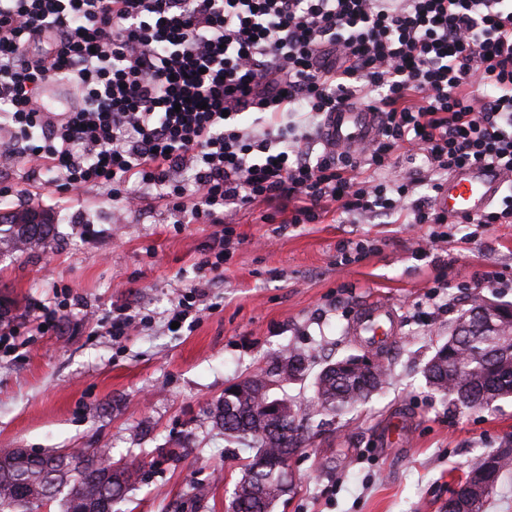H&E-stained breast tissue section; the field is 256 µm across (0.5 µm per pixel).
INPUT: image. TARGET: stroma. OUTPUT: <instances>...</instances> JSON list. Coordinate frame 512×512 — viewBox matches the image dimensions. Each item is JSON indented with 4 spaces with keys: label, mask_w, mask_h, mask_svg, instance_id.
<instances>
[{
    "label": "stroma",
    "mask_w": 512,
    "mask_h": 512,
    "mask_svg": "<svg viewBox=\"0 0 512 512\" xmlns=\"http://www.w3.org/2000/svg\"><path fill=\"white\" fill-rule=\"evenodd\" d=\"M3 187L0 208L47 210L55 228L49 244L0 251V312L59 317L0 351V449H111L143 473L119 512H227L251 452L228 446L210 410L279 351L310 367L285 389L301 409L328 363L370 353L388 376L350 413L304 421L293 488L272 512H448L458 476L512 440V399L468 409L422 375L463 310L512 305V224L449 225L452 242L423 255L420 226L335 211L279 228L257 204L234 212L223 276L196 301L194 322L174 329L169 311L199 282L217 225L174 223L150 196L115 224L94 193L31 180L21 160L0 155ZM359 240L373 251L337 265L340 244ZM376 301L399 327L372 346L348 325ZM123 313L140 325L117 338L112 318Z\"/></svg>",
    "instance_id": "stroma-1"
}]
</instances>
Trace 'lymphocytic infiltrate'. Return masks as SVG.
<instances>
[{
  "label": "lymphocytic infiltrate",
  "mask_w": 512,
  "mask_h": 512,
  "mask_svg": "<svg viewBox=\"0 0 512 512\" xmlns=\"http://www.w3.org/2000/svg\"><path fill=\"white\" fill-rule=\"evenodd\" d=\"M60 83L79 99L56 113ZM344 104L379 112L375 138L312 155ZM254 111L288 120L259 132ZM0 129L31 177L96 193L117 224L152 190L181 224L335 206L430 225L431 248L440 175L512 173V0H0ZM402 150L429 175L383 178Z\"/></svg>",
  "instance_id": "obj_1"
}]
</instances>
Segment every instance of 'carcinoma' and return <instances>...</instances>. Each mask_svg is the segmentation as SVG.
Wrapping results in <instances>:
<instances>
[{
  "label": "carcinoma",
  "mask_w": 512,
  "mask_h": 512,
  "mask_svg": "<svg viewBox=\"0 0 512 512\" xmlns=\"http://www.w3.org/2000/svg\"><path fill=\"white\" fill-rule=\"evenodd\" d=\"M30 209H14L0 224L10 227L9 245L20 249L32 243L48 242L54 230V217L44 212L43 224H26ZM512 325L500 332L476 328L466 332L456 350L461 358L453 368L441 364L424 370L426 386L440 394L450 395L465 407H473L490 398L512 396ZM305 358L297 353L280 354L272 360L265 373L275 378L269 385L263 374H252L241 380L242 389L218 401L211 411L213 423L224 430V441L249 448L254 452L242 478L237 482L229 509L232 512H271L274 503L288 490L291 475L280 468L261 467L267 460L294 454L302 445L301 425L286 416L273 423L260 412L264 403H293L290 397H274L271 390L303 379ZM385 374L378 375L375 385L367 386L360 375L336 373L326 365L314 382L313 410L317 413L342 416L365 401ZM108 448H73L68 455L33 453L17 457L6 469H0V512H35L40 506L58 501L63 512H83V507L98 506L99 497L107 500V512H115L130 486L141 481L138 467L112 462V469L101 467V460L110 457ZM471 486L459 493L462 512H485L489 500L479 501L476 488L486 484L485 458L469 471Z\"/></svg>",
  "instance_id": "carcinoma-1"
}]
</instances>
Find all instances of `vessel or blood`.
I'll list each match as a JSON object with an SVG mask.
<instances>
[{
	"instance_id": "obj_1",
	"label": "vessel or blood",
	"mask_w": 512,
	"mask_h": 512,
	"mask_svg": "<svg viewBox=\"0 0 512 512\" xmlns=\"http://www.w3.org/2000/svg\"><path fill=\"white\" fill-rule=\"evenodd\" d=\"M379 115L364 106L349 105L327 114L322 122L321 135L329 149L336 153L355 152L373 138L378 130ZM507 175L489 166H466L451 172L435 199L436 207L451 217L483 215L499 195ZM356 335L375 343L378 337L393 333L392 312L386 304L375 302L357 316Z\"/></svg>"
}]
</instances>
